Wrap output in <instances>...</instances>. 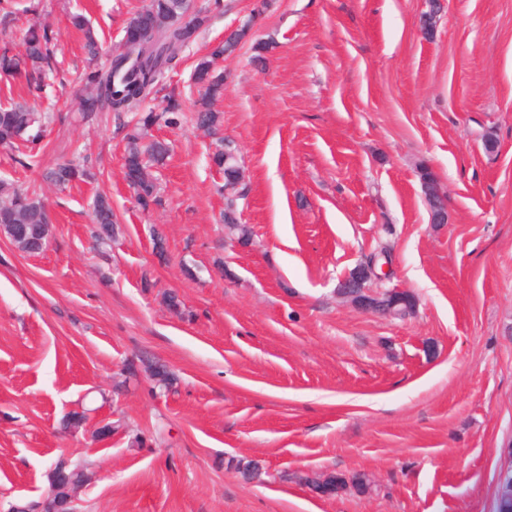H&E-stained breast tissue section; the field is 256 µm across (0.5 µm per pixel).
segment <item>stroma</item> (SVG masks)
I'll return each mask as SVG.
<instances>
[{"label": "stroma", "instance_id": "stroma-1", "mask_svg": "<svg viewBox=\"0 0 512 512\" xmlns=\"http://www.w3.org/2000/svg\"><path fill=\"white\" fill-rule=\"evenodd\" d=\"M261 2L198 0L207 28L140 105L172 95L185 114L151 131L172 152L154 172L159 204L143 209L124 178L126 128L72 102L87 60L69 21L90 20L105 65L143 0H0V50L49 25L58 100L32 167L0 147V181L52 217L42 253L0 236V512L41 501L60 459L90 476L77 512H496L512 476V0H441L429 38L425 0ZM249 20L215 65L214 108L247 187L242 246L217 222L224 177L193 123L192 72ZM256 41L269 45L259 64ZM79 154L95 180L45 181ZM423 163L447 223L429 221ZM99 194L118 218L102 248ZM383 241L386 287L417 298L403 320L336 294ZM149 362L175 390H154ZM75 411L84 420L64 428ZM105 418L117 429L101 440ZM331 474L345 483L329 496L303 482Z\"/></svg>", "mask_w": 512, "mask_h": 512}]
</instances>
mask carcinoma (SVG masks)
<instances>
[{
	"mask_svg": "<svg viewBox=\"0 0 512 512\" xmlns=\"http://www.w3.org/2000/svg\"><path fill=\"white\" fill-rule=\"evenodd\" d=\"M208 22L209 11L199 10L189 14L184 0H148L127 21L129 25H140L145 30V39L127 51L116 54L109 66L92 69L83 75L84 97L78 105L79 111L92 113L105 103L116 118H122L154 91L167 71L177 66L181 49L193 43ZM72 23L84 31L86 52L90 59H96L99 44L85 19L77 15L72 18ZM246 37L247 28L242 25L232 31L224 42L201 56L194 67V80L203 89L196 124L212 134L219 130L221 116L211 108V104L224 93V78L215 73L213 61L233 54ZM23 45L24 52L20 55H13L7 50L0 54V73L24 76L29 92L38 97L44 90L47 72L53 67V36L47 27L35 24L27 30ZM181 117V103L170 97L159 112L135 113L134 129L126 134V160L133 173L131 187L136 202L144 209L158 203V187L151 168L162 164L169 154L167 143L146 139L148 131L161 124L177 126ZM54 118L52 112H40L23 103L0 104V146L17 150L22 146L33 148ZM212 161L224 174V187L236 188L241 179V165L236 150L229 144L221 143L213 153ZM91 176L87 160L83 158L59 164L45 174L48 181L61 189ZM420 177L427 210L432 212V222L446 223V218L435 210L437 191L441 189L438 178L425 164L420 165ZM236 200L235 194L225 197L221 222L230 240L247 245L251 240V231L238 217ZM93 221L96 241L101 244L112 241L116 219L108 197L100 195L95 199ZM0 230L8 239L14 233L25 236L29 242V253L41 252L49 235L42 199L34 192L0 182ZM148 370L157 388L169 391L176 384L177 378L166 366L155 362L148 366ZM68 480L85 483L89 476L84 470L70 468L62 461L55 463L50 483L58 489L57 499L63 510L66 506L61 489Z\"/></svg>",
	"mask_w": 512,
	"mask_h": 512,
	"instance_id": "carcinoma-1",
	"label": "carcinoma"
}]
</instances>
